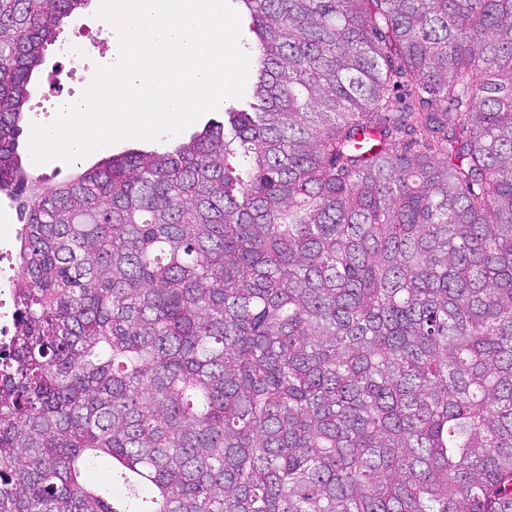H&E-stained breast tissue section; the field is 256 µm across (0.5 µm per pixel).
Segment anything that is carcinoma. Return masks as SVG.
<instances>
[{"mask_svg": "<svg viewBox=\"0 0 512 512\" xmlns=\"http://www.w3.org/2000/svg\"><path fill=\"white\" fill-rule=\"evenodd\" d=\"M250 99L65 181L88 0H0V512H512V0H232ZM94 1L96 0H90L85 9L76 11L62 19L59 37L53 45L47 47L44 62L30 87V111L38 100L54 94L55 90H57V95L54 98L58 100V103L72 98L70 93H64V91L73 90L75 96H79L81 91L91 82L96 65H107L110 56H112V41L103 36L102 29L95 19ZM82 24L91 29L92 32L88 36H83L78 32V27ZM75 34L81 36L75 38ZM69 39H75L83 43L88 58L92 60L89 65H85L86 56L82 44L76 41H67L59 45L60 41ZM57 47L58 54L62 59L68 62H78L85 67L76 72L69 71L57 54ZM59 87H64V89L58 90ZM101 156V152H95L84 160L71 166H68L61 161H53L45 165H34L27 154L24 155L23 161L27 168L35 175L46 176L52 178L53 181H63L76 173L78 171V167L81 166L82 168H87L101 158ZM0 347L8 345L12 336L14 325V307L7 301V295L12 288L14 281L17 259V246L15 244V259L13 254V240L19 234L21 224H4L8 223V214L4 211L3 215L0 209ZM19 225V228L17 227Z\"/></svg>", "mask_w": 512, "mask_h": 512, "instance_id": "cac0c4a2", "label": "carcinoma"}]
</instances>
